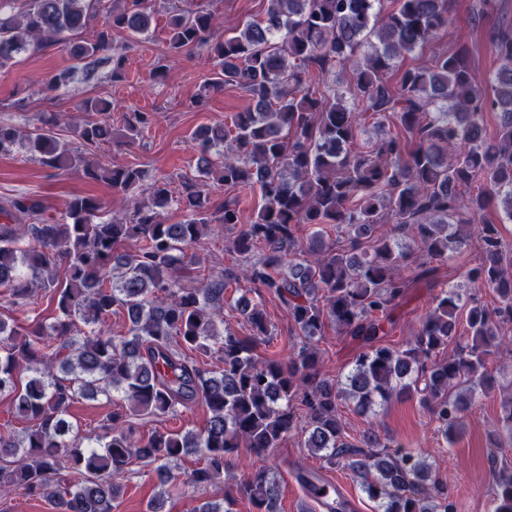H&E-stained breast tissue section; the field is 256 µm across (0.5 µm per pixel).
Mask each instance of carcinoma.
Instances as JSON below:
<instances>
[{"label":"carcinoma","mask_w":512,"mask_h":512,"mask_svg":"<svg viewBox=\"0 0 512 512\" xmlns=\"http://www.w3.org/2000/svg\"><path fill=\"white\" fill-rule=\"evenodd\" d=\"M384 2L266 0L263 19L224 38L213 34L212 13L171 7L169 49L197 50L220 67L192 106L202 107L226 84L254 103L230 126L193 133L197 166L209 184L185 180L175 196L157 179L131 203L127 224L99 219L95 197L71 199L66 221L56 224L36 200L0 206V288L24 311L49 289L57 313L31 327L0 319V397L28 422L19 433L0 431L1 495L46 498L61 512H112L135 459L153 467L163 493L171 486L194 494L221 483L239 449L262 457L299 431L328 467L354 471L375 512H456L425 453H390L373 431L355 444L338 411L350 400L373 412L409 390L446 435L476 390L492 383L489 359L508 346L501 323L512 321V248L483 213L493 204L512 222V29L489 32L501 65L484 86L459 51L434 54L393 85L388 74L448 27L449 0H393L390 9ZM101 14V28L71 43L70 54L88 77L103 59L112 63V76L122 77L125 58L106 55L112 31L147 32L154 0H0V68L65 33L83 32ZM338 66L348 69L340 90L328 81ZM70 79L69 71L49 74L41 91L57 92ZM80 111L90 115L77 127L80 146L50 134L58 119L51 113L35 131L1 123L0 153L21 148L50 169H80L124 194L141 189L144 170L89 159L88 150L112 141V102L86 98ZM488 112L499 118L492 140ZM368 113L395 132L354 151ZM153 118L131 113L123 138L135 140ZM223 188L259 191L252 223H241L235 199L211 211L210 190ZM173 205L184 219L167 224L163 212ZM214 224L239 226L229 249L245 266L185 286L178 275L189 269L181 266L184 249ZM304 224L312 226L305 237ZM329 226L347 243L331 239ZM407 237L421 253L418 279L477 239L480 257L466 281L474 292L492 289L499 305L490 310L451 286L435 297L412 340L384 344L412 283L403 274L413 263ZM131 242L135 248L118 252ZM232 281L250 284L236 301L249 337L221 329ZM258 289L278 296L304 338L286 361L253 353L270 337L264 309L250 297ZM114 312L128 320L118 339L98 328ZM462 312L466 342L437 358L458 336ZM328 323L362 347L336 381L320 372L317 344ZM214 351L222 362L217 370L205 362ZM99 395L120 398L130 413H112L100 433L73 435L69 407ZM297 403L304 414L295 412ZM196 405L209 411L201 430L143 438L130 424L131 414L168 416ZM190 453L202 466L178 485L171 464ZM492 491L494 512H512V465L494 469ZM239 492L254 512H280L279 483L266 466L252 469Z\"/></svg>","instance_id":"obj_1"}]
</instances>
